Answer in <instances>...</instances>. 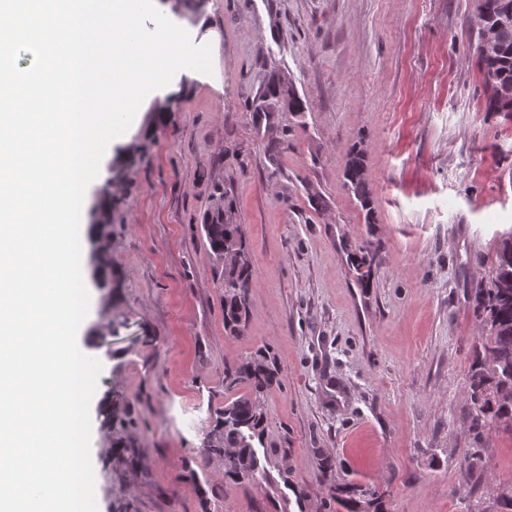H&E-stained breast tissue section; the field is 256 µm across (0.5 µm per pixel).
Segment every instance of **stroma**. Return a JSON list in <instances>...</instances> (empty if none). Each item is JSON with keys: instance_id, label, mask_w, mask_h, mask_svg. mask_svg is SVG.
Listing matches in <instances>:
<instances>
[{"instance_id": "1", "label": "stroma", "mask_w": 512, "mask_h": 512, "mask_svg": "<svg viewBox=\"0 0 512 512\" xmlns=\"http://www.w3.org/2000/svg\"><path fill=\"white\" fill-rule=\"evenodd\" d=\"M177 20L213 72L174 76L169 112L150 93L81 212L94 224L111 194V271L91 276L78 331L102 364L98 512H323L326 458L388 512H496L512 434L469 429L470 290L512 230V112L486 109L474 0H204ZM273 71L305 109L283 114L272 162L252 102ZM354 147L370 224L344 185ZM222 190L255 271L234 337L202 230ZM263 347L279 369L262 398L268 478L228 482L201 442L246 392L225 369ZM469 448L486 476L462 475Z\"/></svg>"}]
</instances>
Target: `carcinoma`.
Returning <instances> with one entry per match:
<instances>
[{
  "label": "carcinoma",
  "instance_id": "cac0c4a2",
  "mask_svg": "<svg viewBox=\"0 0 512 512\" xmlns=\"http://www.w3.org/2000/svg\"><path fill=\"white\" fill-rule=\"evenodd\" d=\"M480 70L489 93L487 109L512 112V98L506 100L501 91L512 88V26L500 31V50L492 61L478 52ZM258 104L253 106L256 124L264 125L265 150L275 151L288 128L279 115L302 112L304 105L285 79L274 76L260 91ZM345 186L365 211L366 223H372L373 199L369 190L368 171L359 151L348 154L344 169ZM232 198L221 192L216 196L214 211L203 230L221 265L224 280V330L231 336L241 331L249 312V296L253 288L254 271L241 226L236 224ZM473 312L481 333L475 344L473 362L467 378L468 395L473 410L468 415L475 435L485 429L505 423L504 430L512 433V231L502 235L491 278L477 283L472 289ZM225 387H249L250 392L224 404L216 424L202 442L209 456L222 458L224 479L256 481L266 476L260 467L255 444L263 443L265 414L260 394L277 383L276 371L266 354L244 359L237 367L227 370ZM485 450L472 448L464 453L459 466L464 477L471 478L483 464ZM328 483V503L346 512H384L382 496L336 481L333 464L323 466Z\"/></svg>",
  "mask_w": 512,
  "mask_h": 512
}]
</instances>
